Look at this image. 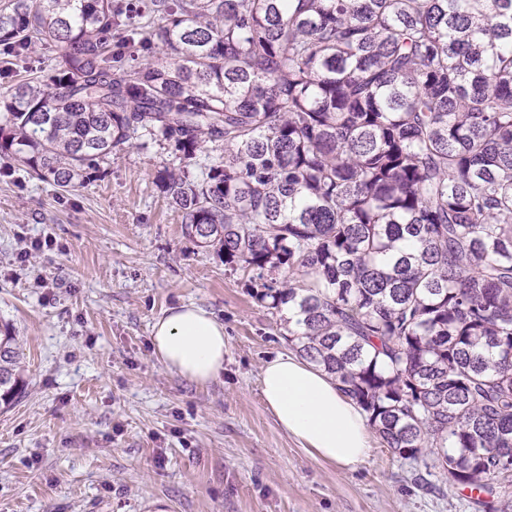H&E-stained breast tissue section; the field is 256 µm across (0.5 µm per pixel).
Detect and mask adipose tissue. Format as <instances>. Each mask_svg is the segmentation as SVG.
<instances>
[{
  "instance_id": "1",
  "label": "adipose tissue",
  "mask_w": 512,
  "mask_h": 512,
  "mask_svg": "<svg viewBox=\"0 0 512 512\" xmlns=\"http://www.w3.org/2000/svg\"><path fill=\"white\" fill-rule=\"evenodd\" d=\"M151 334L158 360L191 382L208 383L224 368V325L202 307L167 310ZM260 389L279 427L314 458L345 470L368 458L366 414L314 363L294 353L277 354L261 368Z\"/></svg>"
}]
</instances>
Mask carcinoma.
Wrapping results in <instances>:
<instances>
[{"instance_id": "1", "label": "carcinoma", "mask_w": 512, "mask_h": 512, "mask_svg": "<svg viewBox=\"0 0 512 512\" xmlns=\"http://www.w3.org/2000/svg\"><path fill=\"white\" fill-rule=\"evenodd\" d=\"M36 41L52 86L0 88V155L63 190L166 144L184 236L393 457L512 512V0H11L0 47ZM20 360L1 335L4 405Z\"/></svg>"}]
</instances>
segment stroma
Wrapping results in <instances>:
<instances>
[{
  "mask_svg": "<svg viewBox=\"0 0 512 512\" xmlns=\"http://www.w3.org/2000/svg\"><path fill=\"white\" fill-rule=\"evenodd\" d=\"M54 56L1 53L0 72L41 81ZM176 163L144 136L65 192L0 158V324L29 380L0 408V512H476L441 468L393 459L379 437L344 471L277 426L260 371L290 349L286 316L183 236L154 183ZM184 303L224 324V369L200 386L152 351L153 321Z\"/></svg>",
  "mask_w": 512,
  "mask_h": 512,
  "instance_id": "35a3bbf8",
  "label": "stroma"
}]
</instances>
